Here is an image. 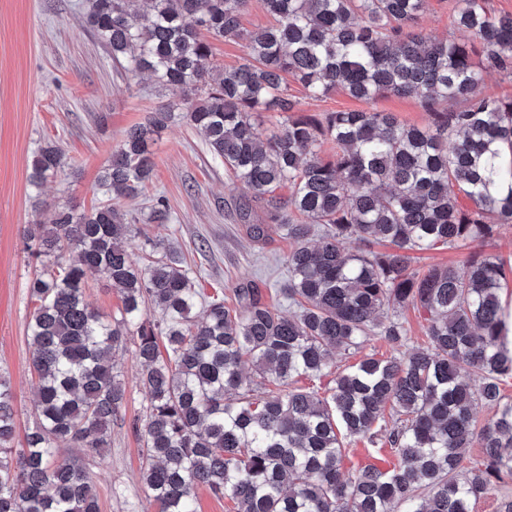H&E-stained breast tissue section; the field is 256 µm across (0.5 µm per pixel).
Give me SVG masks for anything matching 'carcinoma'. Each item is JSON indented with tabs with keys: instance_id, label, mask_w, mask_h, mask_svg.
I'll use <instances>...</instances> for the list:
<instances>
[{
	"instance_id": "1",
	"label": "carcinoma",
	"mask_w": 512,
	"mask_h": 512,
	"mask_svg": "<svg viewBox=\"0 0 512 512\" xmlns=\"http://www.w3.org/2000/svg\"><path fill=\"white\" fill-rule=\"evenodd\" d=\"M140 2L84 0L86 24L113 63L182 89L186 102L157 109L112 149L100 176L104 203L88 213L58 207L27 230L42 266L28 283L38 393L16 447L14 396L0 374V512H100L82 460L57 448L94 454L110 444L126 394L112 353L128 340L148 396L141 475L157 512H195L200 487L234 512H472V501L512 477V399L501 390L512 351L499 298L512 268L471 252L464 273L449 264L416 270L412 253L483 243L512 223V155L498 147L512 144V96L483 92L484 72L512 75V15L491 14L487 0H457L455 21L481 48L476 62L467 44L419 30L425 0H263L273 23L256 32L241 24L249 0H147L143 13ZM203 30L244 42V62L212 78ZM290 80L312 99L334 89L372 103L414 95L433 123L406 126L377 109L301 113ZM457 101V110L436 109ZM260 112L285 116L264 134ZM181 119L250 190L239 209L250 237L266 233L255 203L286 231L279 294L289 315L254 288L234 289L238 307L229 308L224 293L195 287L179 254L155 244L146 266L131 260L120 200L139 194L154 136ZM325 143L334 146L328 159L319 156ZM61 164L57 147L40 148L31 185ZM284 185L285 201L275 195ZM88 270L121 293L117 321L86 302ZM406 306L426 314L429 347L334 369L336 353L369 336L404 345L407 330L389 312ZM323 378V395L298 386ZM480 402L495 412L478 429ZM388 410L402 416L385 436L396 462L345 475L341 435L374 442ZM470 447L482 449L473 466L461 452Z\"/></svg>"
}]
</instances>
